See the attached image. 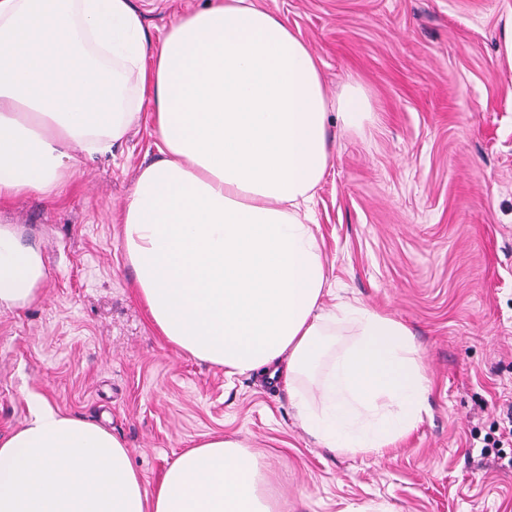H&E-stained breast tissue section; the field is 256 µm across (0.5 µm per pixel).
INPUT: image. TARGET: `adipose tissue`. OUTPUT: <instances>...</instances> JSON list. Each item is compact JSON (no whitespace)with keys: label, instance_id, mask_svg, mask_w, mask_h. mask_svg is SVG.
Returning a JSON list of instances; mask_svg holds the SVG:
<instances>
[{"label":"adipose tissue","instance_id":"1","mask_svg":"<svg viewBox=\"0 0 512 512\" xmlns=\"http://www.w3.org/2000/svg\"><path fill=\"white\" fill-rule=\"evenodd\" d=\"M146 102L160 157L120 221L153 327L228 376L289 384L326 364L320 411L293 395L303 428L334 453L396 447L426 408L424 365L405 324L332 300L308 210L329 110L347 129L372 110L361 84L329 98L317 58L254 0H208L155 42L133 0H0V208L61 195ZM45 277L40 249L1 224L0 309L31 305ZM273 483L258 453L215 434L146 489L122 441L41 400L0 437V512H280Z\"/></svg>","mask_w":512,"mask_h":512}]
</instances>
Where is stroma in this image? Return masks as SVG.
<instances>
[{
  "mask_svg": "<svg viewBox=\"0 0 512 512\" xmlns=\"http://www.w3.org/2000/svg\"><path fill=\"white\" fill-rule=\"evenodd\" d=\"M207 0H134L147 33ZM317 57L329 96L349 80L373 110L328 123L311 204L337 293L403 322L429 391L384 454L321 447L284 383L181 354L132 287L119 216L159 154L149 115L65 193L5 212L46 272L40 301L0 310V437L30 400L99 423L146 489L213 433L241 438L277 477L283 512H512V0H257Z\"/></svg>",
  "mask_w": 512,
  "mask_h": 512,
  "instance_id": "stroma-1",
  "label": "stroma"
}]
</instances>
